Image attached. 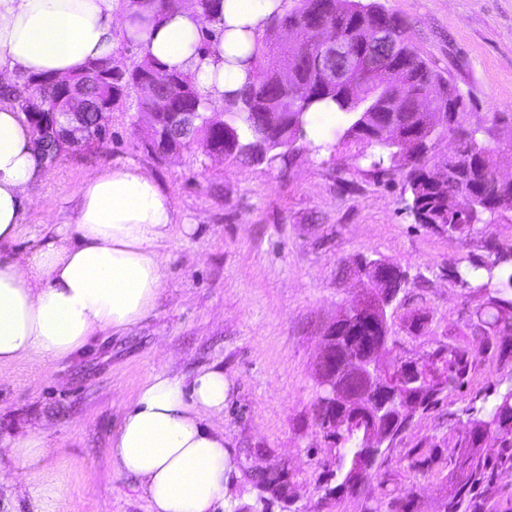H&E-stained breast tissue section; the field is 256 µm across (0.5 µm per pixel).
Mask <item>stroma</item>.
<instances>
[{
	"instance_id": "35a3bbf8",
	"label": "stroma",
	"mask_w": 512,
	"mask_h": 512,
	"mask_svg": "<svg viewBox=\"0 0 512 512\" xmlns=\"http://www.w3.org/2000/svg\"><path fill=\"white\" fill-rule=\"evenodd\" d=\"M409 24L412 39L474 103L472 122L512 112V0H380ZM136 112L107 114L104 142L65 154L30 191L22 233L51 235L71 220L77 190L101 168L133 163L172 195L176 230L155 310L124 333L104 332L84 350L44 368L34 360L0 366V431L17 418L47 422L72 512H149L137 480L112 469L118 416L151 374L192 376L223 367L224 445L238 465L224 512H365L409 497L411 512H443L466 480L454 465L466 410L512 386V358L481 359L468 385L416 414L378 458L360 494L332 496L337 483L314 423L315 367L322 338L369 291L354 276L360 259L399 266L407 286L387 310L400 352L419 357L444 343L474 347L468 325L486 292L466 288L453 268L481 263L488 239L512 245V211L463 236L414 223L400 175L374 177L368 161L338 137L306 139L288 165L224 164L197 147L169 160L137 140ZM423 328H416V319ZM285 469L275 498L259 472Z\"/></svg>"
}]
</instances>
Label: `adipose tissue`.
I'll use <instances>...</instances> for the list:
<instances>
[{
    "instance_id": "ef3b65f1",
    "label": "adipose tissue",
    "mask_w": 512,
    "mask_h": 512,
    "mask_svg": "<svg viewBox=\"0 0 512 512\" xmlns=\"http://www.w3.org/2000/svg\"><path fill=\"white\" fill-rule=\"evenodd\" d=\"M118 0H0V79L65 77L115 52V30L139 35L166 70L191 69L213 104L249 78L240 58L262 35L282 0H223L217 35L195 55L202 23L190 8L155 14L146 32L118 16ZM44 168L32 127L0 101V365L23 359L50 367L81 352L99 333L123 332L150 315L166 276L174 200L161 181L131 163L85 180L71 229L9 251L21 234L30 188ZM224 370L191 377L152 373L121 413L112 468L136 479L150 512H220L233 465L224 447ZM52 430L15 420L0 434V489L34 512H69L63 476L54 473Z\"/></svg>"
}]
</instances>
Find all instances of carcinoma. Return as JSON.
I'll return each instance as SVG.
<instances>
[{
  "label": "carcinoma",
  "instance_id": "1",
  "mask_svg": "<svg viewBox=\"0 0 512 512\" xmlns=\"http://www.w3.org/2000/svg\"><path fill=\"white\" fill-rule=\"evenodd\" d=\"M314 14L319 21L336 25L340 36L355 47L371 45L373 28L377 19L385 15L394 23L389 32L392 54L389 63L408 68L407 85L391 86L381 90L369 89L362 97L352 96L349 82L328 83L310 59L315 49L309 41L282 45L275 29L282 26L304 27L307 15ZM251 65L252 81L239 95L224 101V111L229 113L231 132L211 128L196 121L193 129L171 128L176 141L194 142L207 146L209 157L216 162L246 165L287 164L289 156L279 148L261 150L264 113L280 112L282 121L274 130L273 139L295 144L306 137V114L317 105L336 113L345 124L334 130L346 144L372 149L370 171L378 176L404 175L405 191L409 193L407 210L417 224L448 225V236L457 235L459 227L470 232L476 224H491L500 216L495 200L502 192L491 173L497 159L504 153L512 154V113H494L491 125H474L470 122L472 102L459 88L426 59L413 44L403 19L374 2L362 0H295V5L284 7L283 14L273 17L254 49L246 56ZM172 75L191 83L192 94L187 98L174 96L178 108L205 115L212 109V102L198 86L195 74L174 70ZM43 95L54 103L59 91L48 77H26L13 84L0 95H7L18 107L32 92ZM423 98L433 108L445 112H417L413 100ZM101 111L99 94L89 98L87 123L93 140L106 138L107 130L98 126L97 112ZM443 122L444 132L457 141L456 151L439 158L431 153L432 134L438 122ZM493 262L500 263L498 273H489L484 289L491 288L483 312L468 326L470 334L478 338L477 352L459 345L443 344L434 355L443 362L452 389H460L467 382L477 356L493 353L505 358L501 347L494 344L499 336H512V270L504 267L507 256L496 240L488 242ZM369 326L358 321L339 332V341L346 342L353 336H373ZM418 398L412 414L425 413L435 408L444 396L437 391L416 390ZM471 428L461 441L459 467L466 470V481L455 497L446 505L445 512H480L486 503L472 501V486L489 478V463L509 458L512 448V387L497 395L489 407H471ZM482 448L484 454L472 455L470 449ZM378 449L360 446L358 439L348 435L336 436V442L327 453L340 461V468L350 470L360 458Z\"/></svg>",
  "mask_w": 512,
  "mask_h": 512
}]
</instances>
